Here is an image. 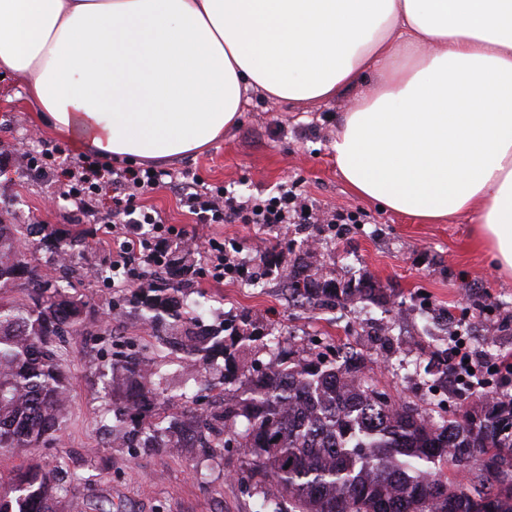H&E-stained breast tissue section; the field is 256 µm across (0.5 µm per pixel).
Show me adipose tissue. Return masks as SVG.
I'll return each mask as SVG.
<instances>
[{
    "label": "adipose tissue",
    "instance_id": "obj_1",
    "mask_svg": "<svg viewBox=\"0 0 512 512\" xmlns=\"http://www.w3.org/2000/svg\"><path fill=\"white\" fill-rule=\"evenodd\" d=\"M0 69L58 136L133 163L202 151L243 93L325 100L375 71L333 142L359 196L512 274V0H0Z\"/></svg>",
    "mask_w": 512,
    "mask_h": 512
}]
</instances>
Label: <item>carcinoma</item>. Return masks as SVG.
<instances>
[{"mask_svg":"<svg viewBox=\"0 0 512 512\" xmlns=\"http://www.w3.org/2000/svg\"><path fill=\"white\" fill-rule=\"evenodd\" d=\"M33 245L67 276L80 274L87 242L81 231L0 220V448L17 455L49 440L69 403L64 371L66 336L83 333L89 303L44 272ZM311 254L295 259L288 274L292 295L309 304L376 301L378 289L339 286L312 271ZM195 268L177 246L164 274L129 300L152 333L164 332L151 355L120 351L100 374L112 406L110 433L147 447H235L250 457L242 480L262 496L263 512H512V404L475 405L450 420H434L400 404L361 374L356 353L328 360L297 355L278 337L262 343L268 361L250 362L239 343L251 339L229 323L208 328L184 304ZM23 290V298L12 296ZM229 332V337L222 332ZM181 354L193 394L181 416L163 415L159 399L168 377L158 361ZM224 358L220 379L237 389L224 408L200 415L193 405L216 386L210 376ZM431 366L448 379V349L431 353ZM152 414L156 422L144 426ZM506 465L503 476L486 462ZM58 473L19 468L0 483V512H74L59 500Z\"/></svg>","mask_w":512,"mask_h":512,"instance_id":"carcinoma-1","label":"carcinoma"}]
</instances>
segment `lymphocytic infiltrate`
<instances>
[{
	"label": "lymphocytic infiltrate",
	"instance_id": "1",
	"mask_svg": "<svg viewBox=\"0 0 512 512\" xmlns=\"http://www.w3.org/2000/svg\"><path fill=\"white\" fill-rule=\"evenodd\" d=\"M167 171L114 167L98 159H85L69 171L65 197L75 200L87 213L96 212L104 192L112 194V269L122 272L125 284L148 280L150 265L157 257L156 235L183 238L185 229L167 224L162 212L146 206L141 196L146 189L164 186ZM184 203L197 219L207 224H311L315 217L309 205L287 187L261 199L236 195L221 186L208 187L197 177L181 182ZM143 265H135V256ZM448 373L464 387L482 391L494 403L512 402V358L487 363L478 357L461 335L448 341Z\"/></svg>",
	"mask_w": 512,
	"mask_h": 512
}]
</instances>
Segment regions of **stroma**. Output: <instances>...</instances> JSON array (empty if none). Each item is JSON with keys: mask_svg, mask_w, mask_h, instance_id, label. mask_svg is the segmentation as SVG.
Segmentation results:
<instances>
[{"mask_svg": "<svg viewBox=\"0 0 512 512\" xmlns=\"http://www.w3.org/2000/svg\"><path fill=\"white\" fill-rule=\"evenodd\" d=\"M374 73L354 87L319 101L290 103L247 94L240 124L226 130L205 152L168 162L167 170L186 171L209 185L244 195L268 197L277 185L294 186L318 212L348 215L344 224H196L180 203L177 186L148 191L144 200L169 223L223 239L237 249L247 278L206 276L207 259L190 258L197 274L186 290V304L203 325L246 318L247 331L278 336L296 354L333 349L357 352L364 375L397 402L437 416L440 408L426 389L430 353L442 347L439 325L447 315L478 355L494 361L512 356V276L501 273L478 249L473 230L477 213L447 224H423L356 196L339 172L332 141L356 97L371 91ZM50 153L56 161L77 158L67 140L38 121L26 102L22 79L0 78V219L9 224H49L86 233L83 263L89 272L70 279L69 291L94 307L83 335L66 337L65 370L70 404L47 442L18 456L0 448V475L23 465L61 468L73 479L68 497L92 502L108 512H260V495L245 492L239 477L248 465L235 448H121L107 430L112 401L101 392L96 371L111 340L143 348L153 339L130 313L131 288L114 287L94 277L112 265L106 224L110 200L95 215L80 212L66 199L63 174L44 177L26 167L21 153ZM313 250L326 277L337 282L369 283L379 288L383 305L369 302L312 306L292 297L278 270Z\"/></svg>", "mask_w": 512, "mask_h": 512, "instance_id": "1", "label": "stroma"}]
</instances>
